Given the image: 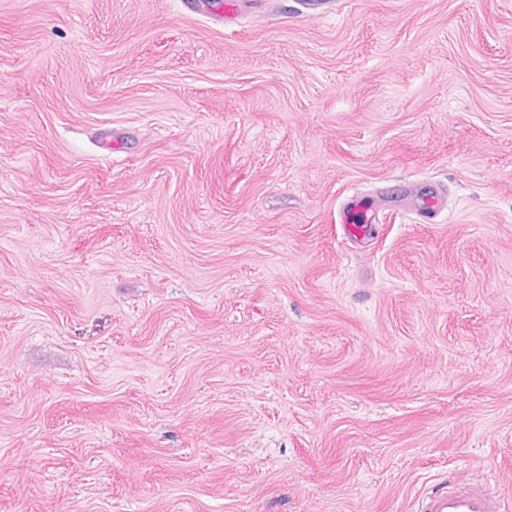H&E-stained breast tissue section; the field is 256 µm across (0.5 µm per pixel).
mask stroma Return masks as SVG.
<instances>
[{
    "label": "stroma",
    "instance_id": "35a3bbf8",
    "mask_svg": "<svg viewBox=\"0 0 512 512\" xmlns=\"http://www.w3.org/2000/svg\"><path fill=\"white\" fill-rule=\"evenodd\" d=\"M455 481L512 512V0H0V512Z\"/></svg>",
    "mask_w": 512,
    "mask_h": 512
}]
</instances>
